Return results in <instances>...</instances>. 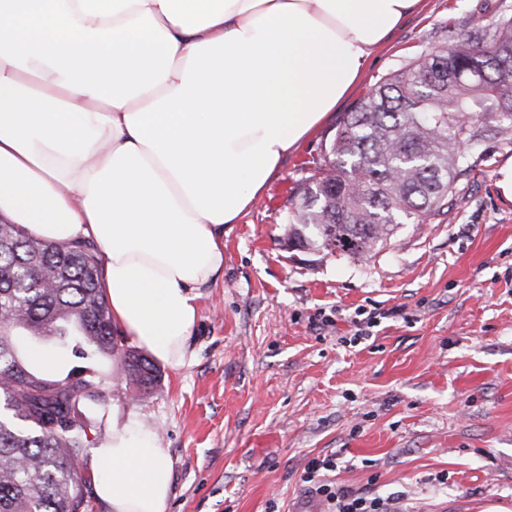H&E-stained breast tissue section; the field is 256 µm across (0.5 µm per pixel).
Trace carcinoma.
<instances>
[{
    "mask_svg": "<svg viewBox=\"0 0 512 512\" xmlns=\"http://www.w3.org/2000/svg\"><path fill=\"white\" fill-rule=\"evenodd\" d=\"M486 140L512 144V15L431 45L345 113L288 216V246L359 260L402 221L448 214ZM0 313V512H78L87 490L74 464L105 420L104 372L120 361L146 394L158 370L118 343L89 242L0 224ZM23 332L55 338L64 378L44 377Z\"/></svg>",
    "mask_w": 512,
    "mask_h": 512,
    "instance_id": "carcinoma-1",
    "label": "carcinoma"
}]
</instances>
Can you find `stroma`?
<instances>
[{
	"label": "stroma",
	"instance_id": "1",
	"mask_svg": "<svg viewBox=\"0 0 512 512\" xmlns=\"http://www.w3.org/2000/svg\"><path fill=\"white\" fill-rule=\"evenodd\" d=\"M512 0H422L359 82L224 228V272L204 288L180 371L150 396L103 386L157 426L173 467L167 512H328L302 476L408 512H512V144L461 178L448 215L399 225L358 261L289 248L288 214L345 112L381 77ZM374 319L355 338L354 321Z\"/></svg>",
	"mask_w": 512,
	"mask_h": 512
}]
</instances>
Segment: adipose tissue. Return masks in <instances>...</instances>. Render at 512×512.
I'll return each instance as SVG.
<instances>
[{
  "mask_svg": "<svg viewBox=\"0 0 512 512\" xmlns=\"http://www.w3.org/2000/svg\"><path fill=\"white\" fill-rule=\"evenodd\" d=\"M419 0H0V223L89 241L114 326L191 358L224 227ZM108 512H166L172 464L129 415L92 451Z\"/></svg>",
  "mask_w": 512,
  "mask_h": 512,
  "instance_id": "adipose-tissue-1",
  "label": "adipose tissue"
}]
</instances>
